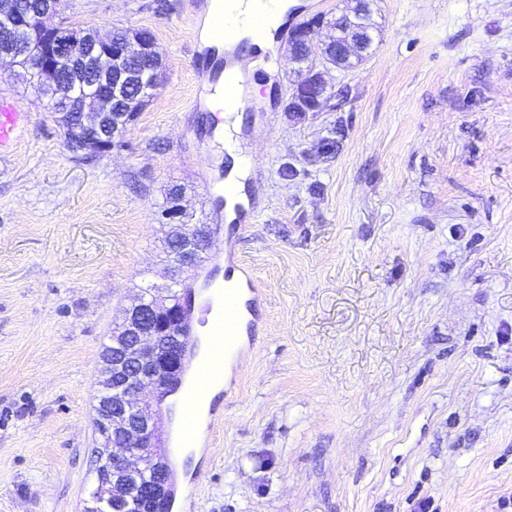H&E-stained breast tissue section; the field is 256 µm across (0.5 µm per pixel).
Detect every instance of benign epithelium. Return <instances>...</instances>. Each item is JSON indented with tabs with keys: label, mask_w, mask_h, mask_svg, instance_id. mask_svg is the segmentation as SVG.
I'll use <instances>...</instances> for the list:
<instances>
[{
	"label": "benign epithelium",
	"mask_w": 512,
	"mask_h": 512,
	"mask_svg": "<svg viewBox=\"0 0 512 512\" xmlns=\"http://www.w3.org/2000/svg\"><path fill=\"white\" fill-rule=\"evenodd\" d=\"M368 17L364 0H354V6L336 18V26L316 19L292 32L297 42L289 55L295 75L293 97L308 98L311 111H319L327 96L322 72L309 64L314 29L323 26L327 30L322 66L333 64L332 53L348 63L362 59L367 52ZM22 32L44 57L41 81L56 100H71L74 83L87 76L98 87L94 96L79 103L73 121L63 127L66 146L84 153H110L113 145L108 131L117 130L122 120L140 108L143 99L141 93L127 94L132 86L145 82L144 74L130 67L131 60L162 59L150 33L129 29L122 40L114 41L110 30L86 31L67 24L61 0H43L29 13L18 10L14 0H0V42L15 43ZM169 193L162 223L177 235L179 244L167 274L185 278L196 269L200 246L217 239L219 228L190 222L184 188L174 186ZM194 298L191 288L179 301L157 288L149 308L141 309L135 301L125 310L119 329L127 342L117 355L118 362L109 356L102 359L101 368L102 384L116 390L117 398L106 406L100 402L96 406V424L103 438L102 447L96 449L97 461L110 473L147 469L163 460L164 404L179 380L190 347L187 325ZM112 499V482L102 483L84 512H101L104 506L112 505Z\"/></svg>",
	"instance_id": "obj_1"
}]
</instances>
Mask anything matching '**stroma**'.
I'll return each instance as SVG.
<instances>
[{
	"mask_svg": "<svg viewBox=\"0 0 512 512\" xmlns=\"http://www.w3.org/2000/svg\"><path fill=\"white\" fill-rule=\"evenodd\" d=\"M80 27L151 30L162 86L85 163L44 100L0 154V512H83L101 351L168 264L170 185L253 266L262 319L172 512H501L512 498V0H376L360 65L290 112L288 37L245 75L234 139L258 210L234 230L206 101L224 51L195 0H63Z\"/></svg>",
	"mask_w": 512,
	"mask_h": 512,
	"instance_id": "stroma-1",
	"label": "stroma"
}]
</instances>
